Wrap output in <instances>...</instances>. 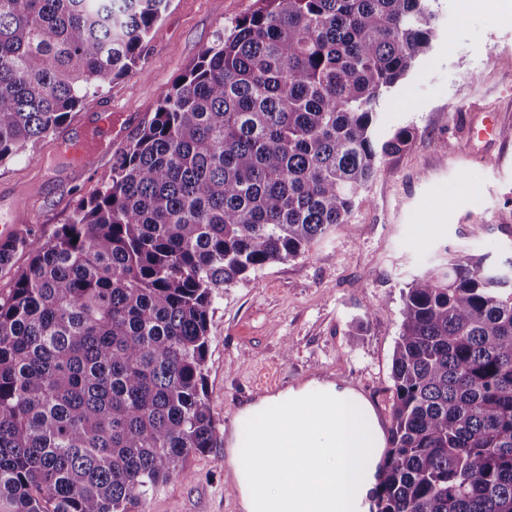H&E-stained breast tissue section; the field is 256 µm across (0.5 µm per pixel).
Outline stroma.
Segmentation results:
<instances>
[{
    "label": "stroma",
    "instance_id": "1",
    "mask_svg": "<svg viewBox=\"0 0 512 512\" xmlns=\"http://www.w3.org/2000/svg\"><path fill=\"white\" fill-rule=\"evenodd\" d=\"M255 0H171L138 66L86 98L57 131L0 165V224L46 242L95 194L174 82ZM432 50L378 108L377 133L412 129L399 154L378 162L349 226L303 257L271 263L221 288L210 312L206 389L220 430H243L245 407L268 378L308 392L327 370L337 391L364 386L365 413L390 416L391 368L402 292L448 257H512V0H436ZM126 112L122 137L88 168L59 146L104 109ZM225 448L188 456L181 475L127 512H242Z\"/></svg>",
    "mask_w": 512,
    "mask_h": 512
}]
</instances>
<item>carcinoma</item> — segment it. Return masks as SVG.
<instances>
[{
    "label": "carcinoma",
    "instance_id": "1",
    "mask_svg": "<svg viewBox=\"0 0 512 512\" xmlns=\"http://www.w3.org/2000/svg\"><path fill=\"white\" fill-rule=\"evenodd\" d=\"M170 0H0V165L128 74ZM0 296V512H126L220 446L214 293L349 224L381 98L431 0H256ZM376 512H512V273L450 257L403 292Z\"/></svg>",
    "mask_w": 512,
    "mask_h": 512
}]
</instances>
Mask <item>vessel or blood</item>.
I'll use <instances>...</instances> for the list:
<instances>
[{
  "label": "vessel or blood",
  "mask_w": 512,
  "mask_h": 512,
  "mask_svg": "<svg viewBox=\"0 0 512 512\" xmlns=\"http://www.w3.org/2000/svg\"><path fill=\"white\" fill-rule=\"evenodd\" d=\"M125 130L124 113L103 110L96 113L87 124L80 126L74 135L64 140L61 152L70 163L81 168L86 167L106 153Z\"/></svg>",
  "instance_id": "vessel-or-blood-1"
}]
</instances>
